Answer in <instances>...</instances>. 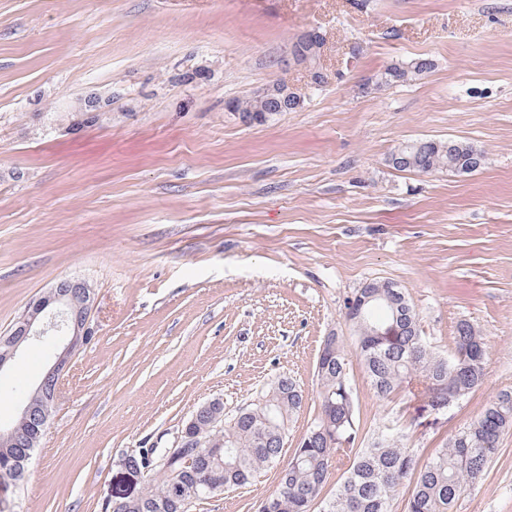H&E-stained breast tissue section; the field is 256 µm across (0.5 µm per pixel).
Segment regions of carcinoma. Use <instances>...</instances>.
<instances>
[{"label": "carcinoma", "mask_w": 512, "mask_h": 512, "mask_svg": "<svg viewBox=\"0 0 512 512\" xmlns=\"http://www.w3.org/2000/svg\"><path fill=\"white\" fill-rule=\"evenodd\" d=\"M430 68L426 58L392 65L380 73L378 83L410 81ZM233 108L255 113L253 120L258 123L272 116L253 95L237 101ZM403 152L409 158L405 170L458 173L473 159L481 165L485 161L482 151L452 138L413 140L403 144ZM399 295L405 312L401 335L381 340L365 335L363 327L353 324L367 375L381 400L392 398L403 383L415 378L423 385L430 406L446 409L483 383V337L472 324L461 322L451 353L437 355L421 336L413 306L404 292ZM322 363L324 370L317 372L320 413L310 430L323 428L324 435L309 444L303 441L293 450L279 472L277 492L260 502L258 512H312L329 475L345 458L350 466L322 512H392L393 501L408 480L412 487L403 512H453L466 488L484 477L501 436L512 429V391L504 390L478 420L454 436L449 447L436 449L424 463L413 449L402 446L399 436L382 435L370 445L356 448L359 427L344 346L337 340L325 344ZM274 401L269 413L255 405L235 415L234 424L223 432V444L203 449L192 466H184L174 456L161 463L157 458L136 455L138 467L147 470L143 491L107 501L101 512H189L195 500L248 483L260 470L279 462L282 449L275 447V435L302 407V391L284 376ZM35 425L31 420L19 428L16 445H0V475L9 473L16 481L24 477L33 454L26 446V436Z\"/></svg>", "instance_id": "carcinoma-1"}]
</instances>
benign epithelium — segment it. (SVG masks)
<instances>
[{
    "label": "benign epithelium",
    "instance_id": "benign-epithelium-1",
    "mask_svg": "<svg viewBox=\"0 0 512 512\" xmlns=\"http://www.w3.org/2000/svg\"><path fill=\"white\" fill-rule=\"evenodd\" d=\"M324 47L315 45L313 52L303 56L289 48V54L284 59V65L297 66L306 69L310 81H320L322 73L318 55L322 54ZM257 95L264 102L276 105L292 97V89L283 80H272L257 91ZM375 284L369 282L357 296L352 309L348 311L350 320H362L370 311L375 309L382 301L393 304L397 292L383 294L374 290ZM79 289L83 292L84 303L77 306L73 302V291ZM95 307V297L91 287L84 280L63 279L58 281L50 291L37 301L30 304L16 322L14 330L3 342L0 350V374L8 370L17 356L31 345H39L46 341L59 342L60 337H67V342L54 353V361L34 385L32 395L41 399V405L36 407L28 402L18 412L19 421L23 422L32 416H37L38 428L30 437L29 445L36 447L39 438L48 425L52 409L54 408L60 390V377L62 371L69 365L73 356L80 347L89 340V320ZM216 401L210 400L196 408V413L212 414L211 428L213 433L193 434L189 427H184L178 436L177 451L186 463L192 460L204 448L213 447L214 440L220 432L227 427L225 415L212 412Z\"/></svg>",
    "mask_w": 512,
    "mask_h": 512
}]
</instances>
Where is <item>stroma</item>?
<instances>
[{
    "label": "stroma",
    "mask_w": 512,
    "mask_h": 512,
    "mask_svg": "<svg viewBox=\"0 0 512 512\" xmlns=\"http://www.w3.org/2000/svg\"><path fill=\"white\" fill-rule=\"evenodd\" d=\"M306 30L325 39L319 87L281 68ZM417 58L431 70L377 85ZM275 78L301 94L295 111H229ZM91 93L99 118L69 111ZM448 137L484 165L388 162ZM65 278L94 291L93 335L24 481L0 485L16 512H101L141 488L123 456L175 446L200 404L234 415L282 375L305 394L296 442L332 334L359 445L400 430L423 460L449 446L512 389V0H0V335ZM369 281L403 290L437 354L473 324L482 385L439 411L413 381L378 399L345 319ZM44 370L33 347L0 375V421ZM278 485L274 466L190 512H257ZM454 512H512V431Z\"/></svg>",
    "instance_id": "35a3bbf8"
}]
</instances>
